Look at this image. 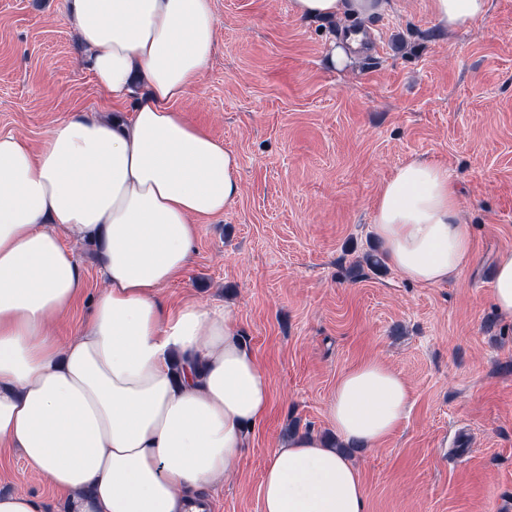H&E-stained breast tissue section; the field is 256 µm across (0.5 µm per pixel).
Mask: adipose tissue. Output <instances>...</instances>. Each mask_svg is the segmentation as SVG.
<instances>
[{"label": "adipose tissue", "mask_w": 512, "mask_h": 512, "mask_svg": "<svg viewBox=\"0 0 512 512\" xmlns=\"http://www.w3.org/2000/svg\"><path fill=\"white\" fill-rule=\"evenodd\" d=\"M99 89L129 119L77 112L32 148L0 135V445L23 449L72 512H210L201 488L232 475L271 385L228 308L170 307L200 222L240 193L238 158L177 109L215 51L213 0H71ZM388 0H290L301 20L367 19ZM448 30L489 0H430ZM100 243L104 288L67 345L50 329L84 289L59 233ZM372 231L403 279L435 286L473 260L447 169L412 159L382 184ZM410 406L406 381L368 358L326 403L348 446L375 448ZM262 512H366L361 473L313 434L273 449Z\"/></svg>", "instance_id": "adipose-tissue-1"}]
</instances>
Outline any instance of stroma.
Returning <instances> with one entry per match:
<instances>
[{
  "instance_id": "35a3bbf8",
  "label": "stroma",
  "mask_w": 512,
  "mask_h": 512,
  "mask_svg": "<svg viewBox=\"0 0 512 512\" xmlns=\"http://www.w3.org/2000/svg\"><path fill=\"white\" fill-rule=\"evenodd\" d=\"M216 50L178 109L239 158L240 195L199 225L186 271L162 290L178 305H231L266 371L272 405L248 430L238 471L204 491L215 512H262L270 453L294 434L333 439L326 403L365 358L408 383L395 434L354 449L368 512H512V320L491 300L512 249V0L469 27H442L429 0H391L363 21L370 51L344 68L328 52L346 20H299L290 0H214ZM68 0H0V133L40 145L75 112L112 114L84 66ZM446 167L474 259L424 287L362 266L382 183L412 159ZM71 249L85 283L51 322L60 341L89 320L102 287L97 249ZM42 512L68 496L0 447V495Z\"/></svg>"
}]
</instances>
